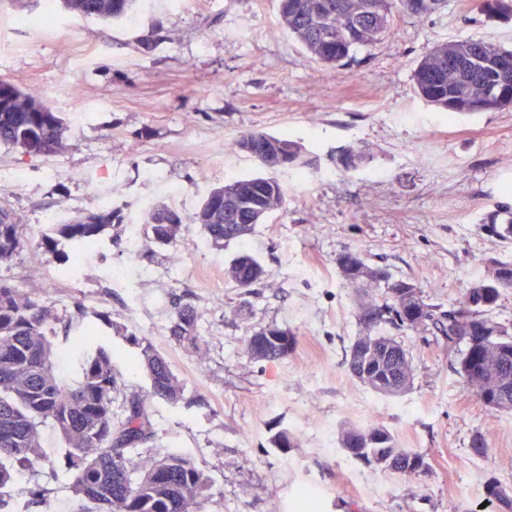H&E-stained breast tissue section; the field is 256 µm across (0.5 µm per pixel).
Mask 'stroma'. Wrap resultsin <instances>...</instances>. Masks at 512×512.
Returning a JSON list of instances; mask_svg holds the SVG:
<instances>
[{
    "mask_svg": "<svg viewBox=\"0 0 512 512\" xmlns=\"http://www.w3.org/2000/svg\"><path fill=\"white\" fill-rule=\"evenodd\" d=\"M44 0H0V78L39 91L67 130L48 157L0 145V204L30 248L0 275L23 284L38 268L57 311L108 313L100 330L122 385L146 391L131 337L165 335L177 303L201 313L205 358L175 343L165 355L187 395L154 400V448L186 452L213 482L201 512H499L482 485L512 490V412L486 408L456 373L431 330L384 325L409 352L412 386L396 397L352 378L349 350L362 328L358 293L339 257L361 252L392 279L414 284L445 312L493 261H512V238L491 236L486 217L512 207V110L447 114L418 96L413 71L436 44L472 38L512 48V21L488 17L483 0H444L425 17L396 15L381 43L351 65L326 69L281 24L277 0H138L131 20L83 19ZM251 131L300 142L308 168L279 172L284 202L254 233L220 246L190 223L213 188L258 172L228 144ZM362 151L343 171L341 150ZM165 204L185 217L176 244L147 238L146 212ZM104 209L120 224L75 275L38 248L54 215ZM253 255L261 283L236 287L232 259ZM275 325L295 336L288 357L255 360L248 336ZM350 425L388 429L424 455L418 476L385 471L339 446ZM298 445L283 451L280 430ZM488 446L474 456V434ZM43 450L49 494L30 512H74L66 448L52 429Z\"/></svg>",
    "mask_w": 512,
    "mask_h": 512,
    "instance_id": "obj_1",
    "label": "stroma"
}]
</instances>
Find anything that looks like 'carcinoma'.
Returning <instances> with one entry per match:
<instances>
[{
    "label": "carcinoma",
    "instance_id": "1",
    "mask_svg": "<svg viewBox=\"0 0 512 512\" xmlns=\"http://www.w3.org/2000/svg\"><path fill=\"white\" fill-rule=\"evenodd\" d=\"M444 0H278L282 23L297 36L310 57L325 68L347 66L354 51L379 43L389 30L395 13L425 16ZM137 0H62L65 9L84 19L117 21L126 18ZM491 18L512 19V0H487ZM455 59H448V43L435 45L418 63L413 80L418 95L429 105L450 113L512 110V74L496 68L512 60V51L499 45L468 39L454 44ZM65 127L59 113L34 91L11 84L6 104H0V144L21 152L33 143L36 156L48 157L62 144ZM232 147L256 161L266 173L236 179L222 186L225 203L209 192L190 221L216 244L240 240L253 232V225L282 204V187L275 172L306 167L302 147L286 136L254 131L241 136ZM508 219L498 223L493 214L485 221L493 236L512 237V208ZM112 210L93 212L81 219L48 225L40 248L56 252L60 241L79 249L97 244L112 228ZM180 213L166 206L149 209L146 227L152 241L169 245L179 237ZM27 247L22 225L0 205V266L10 263ZM345 279L360 293L357 318L365 334L353 342L347 359L351 376L361 379L355 350L361 342L374 344L380 353L371 390L383 396L407 391L413 380V364L404 347L383 334L384 324L419 331L407 320V311H421L448 340L455 356V370L475 394L486 392L495 411H512V325L493 319L491 310L502 291L512 288V262L496 261L488 273L475 281L457 302L466 308L473 338L464 337V327L449 315L424 301L420 291L405 281L392 282L380 268L369 266L362 255L351 251L338 259ZM231 281L250 288L262 280L264 268L254 257L242 253L231 262ZM385 285L389 301L378 305L368 290ZM201 313L191 304L175 310L165 341L191 349L198 357L206 348L198 335ZM62 322L45 296L38 273L30 271L25 287L0 279V512H13L6 497L23 472L34 477L49 464L42 452L41 430L51 427L67 448L72 472V490L81 502L79 512H200L212 495L213 485L181 451L148 447L155 438L152 403L162 399L172 404L185 400V388L173 373L163 343L134 340L138 365L150 380V389L129 393L121 390L112 366V350L98 343L94 333L62 336L54 343L56 325ZM295 343L266 336L246 340L250 355L271 363L288 356ZM73 358L77 378L71 380L57 367V359ZM123 395V412L113 409ZM353 457L384 470L417 475L427 469L423 455L397 446L383 427L350 425L339 439Z\"/></svg>",
    "mask_w": 512,
    "mask_h": 512
}]
</instances>
